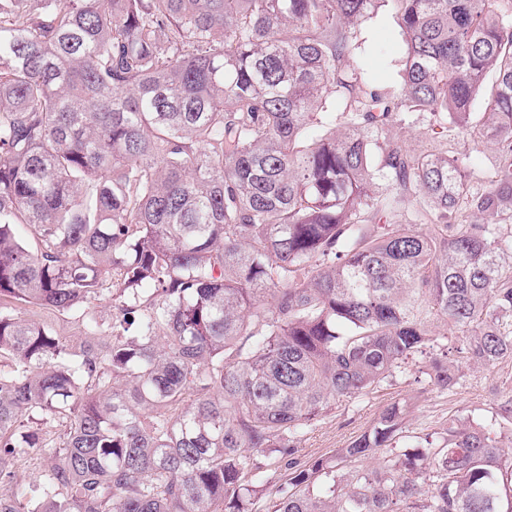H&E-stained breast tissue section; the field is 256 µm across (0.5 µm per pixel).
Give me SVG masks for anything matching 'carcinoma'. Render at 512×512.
Instances as JSON below:
<instances>
[{"label":"carcinoma","mask_w":512,"mask_h":512,"mask_svg":"<svg viewBox=\"0 0 512 512\" xmlns=\"http://www.w3.org/2000/svg\"><path fill=\"white\" fill-rule=\"evenodd\" d=\"M387 1L396 93L353 59ZM416 115L489 184L386 136ZM506 253L512 0H0V512H512V405L299 448L419 356L440 390L512 359ZM448 150L469 157L476 168L482 171L485 180L491 176L495 165V154L486 144L473 141L464 134H459L454 139L453 137L448 139Z\"/></svg>","instance_id":"carcinoma-1"}]
</instances>
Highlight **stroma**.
I'll return each mask as SVG.
<instances>
[{"instance_id":"1","label":"stroma","mask_w":512,"mask_h":512,"mask_svg":"<svg viewBox=\"0 0 512 512\" xmlns=\"http://www.w3.org/2000/svg\"><path fill=\"white\" fill-rule=\"evenodd\" d=\"M361 36L370 49L366 69L374 85L395 89L404 45L391 0H386L376 17L362 23ZM511 400L512 360L492 366L464 367L459 384L448 392L420 381L418 367L413 364L400 376L397 385L343 401L320 418L301 442V457L310 461L346 447L373 425L384 407L396 401L409 403L405 431L415 436L440 431L453 417L491 421L501 406Z\"/></svg>"}]
</instances>
